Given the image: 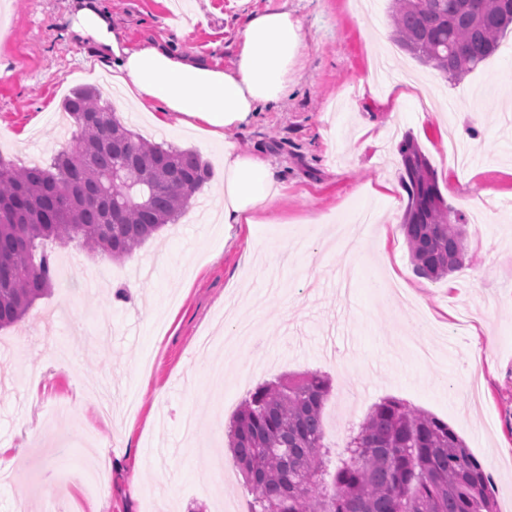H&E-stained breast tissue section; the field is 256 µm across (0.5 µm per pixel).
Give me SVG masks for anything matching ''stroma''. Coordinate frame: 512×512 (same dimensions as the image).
Instances as JSON below:
<instances>
[{
  "instance_id": "35a3bbf8",
  "label": "stroma",
  "mask_w": 512,
  "mask_h": 512,
  "mask_svg": "<svg viewBox=\"0 0 512 512\" xmlns=\"http://www.w3.org/2000/svg\"><path fill=\"white\" fill-rule=\"evenodd\" d=\"M125 44L177 41L204 61L232 67L251 13L286 6L300 22L305 52L294 91L232 131L241 150L270 160L283 196L266 224L224 229L202 223L224 182L223 143L203 132L153 124L113 86L97 47L71 28L72 0H0V154L20 165L49 162L69 148L62 102L72 88L108 94L131 129L152 141L197 151L213 176L178 224L121 262L53 243L58 273L24 320L0 330V445L19 449L0 512L40 494L57 473L59 444L83 446L95 426L122 466L85 500L72 488L68 512H220L247 505L229 457V426L255 387L317 371L329 377L323 406L328 443L393 397L448 422L495 481L499 512H512V32L457 84L412 59L392 40L390 0H102ZM412 136L449 205L466 216L461 268L433 282L414 271L404 236L389 235L388 265L360 238L355 250L312 239L368 215L374 225L402 217L396 151ZM395 185L390 198L375 194ZM306 239L287 262L281 241ZM127 297L114 299L117 289ZM238 316L260 347L224 341L221 313ZM210 339L226 374L212 383L198 344ZM99 377L117 411L101 418L78 391ZM164 399H157V391ZM200 423L184 441L183 415Z\"/></svg>"
}]
</instances>
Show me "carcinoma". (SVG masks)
Returning <instances> with one entry per match:
<instances>
[{
    "label": "carcinoma",
    "mask_w": 512,
    "mask_h": 512,
    "mask_svg": "<svg viewBox=\"0 0 512 512\" xmlns=\"http://www.w3.org/2000/svg\"><path fill=\"white\" fill-rule=\"evenodd\" d=\"M393 40L443 78L460 81L495 54L512 0H392ZM74 146L46 166L0 156V329L49 291L43 244L75 242L124 260L189 209L212 172L191 149L130 129L93 87L63 101ZM408 201L402 228L416 272L441 280L462 265L464 232L415 140L397 147ZM329 380L317 373L256 387L229 430L251 512H497L489 475L448 423L396 398L375 404L339 450L324 442Z\"/></svg>",
    "instance_id": "obj_1"
}]
</instances>
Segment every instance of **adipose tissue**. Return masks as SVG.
<instances>
[{
	"label": "adipose tissue",
	"instance_id": "adipose-tissue-1",
	"mask_svg": "<svg viewBox=\"0 0 512 512\" xmlns=\"http://www.w3.org/2000/svg\"><path fill=\"white\" fill-rule=\"evenodd\" d=\"M72 27L112 63V81L157 125L178 115L188 129L224 142V184L217 216L224 226L261 224L281 195L278 171L241 152L227 134L252 122L294 88L303 45L299 21L285 9L253 13L239 35L233 68L198 59L172 43L126 47L100 0H77Z\"/></svg>",
	"mask_w": 512,
	"mask_h": 512
}]
</instances>
